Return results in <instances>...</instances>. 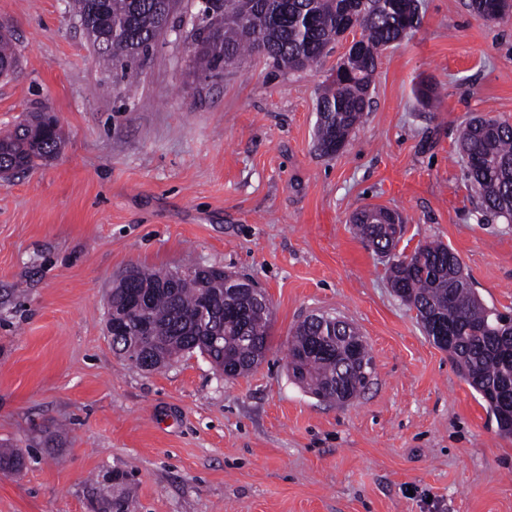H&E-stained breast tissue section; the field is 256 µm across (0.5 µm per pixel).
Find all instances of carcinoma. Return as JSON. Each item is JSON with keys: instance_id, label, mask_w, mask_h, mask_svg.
<instances>
[{"instance_id": "carcinoma-1", "label": "carcinoma", "mask_w": 512, "mask_h": 512, "mask_svg": "<svg viewBox=\"0 0 512 512\" xmlns=\"http://www.w3.org/2000/svg\"><path fill=\"white\" fill-rule=\"evenodd\" d=\"M182 0H68L79 18L97 60L109 70L144 67L162 37L166 21L177 24ZM481 18L512 9V0H468ZM206 18L192 27L190 48L195 64L212 72L233 64L245 53L266 57L274 66L299 70L318 63L352 23L361 28L356 42L338 62L339 80L324 89L318 101L317 148L334 155L345 145L369 102L381 50L422 25L418 0H206ZM19 64L9 32L0 31V76ZM48 113L30 112L0 134V170L31 171L60 154L65 136L60 124L47 123ZM460 157L477 205L487 213L512 217V123L474 118L461 131ZM355 233L387 257L393 292L416 310L422 328L432 319L455 330L447 348L460 376L485 402L503 433H512V413L500 411V400L512 399V329L509 317L486 307L478 298L458 254L432 241L407 255L388 254L391 240L402 237L403 223L392 212L364 208L356 212ZM230 274L214 269L200 277H167L162 271L133 269L112 289V303L144 315L152 334L163 338L156 371L183 355L198 352L223 372L237 377L250 371L255 357L269 349L271 308L258 290L232 288ZM319 326L303 319L288 343V375L311 394L336 400V384L346 369V347L330 340L327 350H311ZM152 357L151 345L137 336L112 339V348L132 360L130 351ZM364 369L350 377L348 387L363 391L374 373L369 351ZM26 466L22 450L0 452V471Z\"/></svg>"}]
</instances>
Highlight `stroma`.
Wrapping results in <instances>:
<instances>
[{
  "label": "stroma",
  "instance_id": "stroma-1",
  "mask_svg": "<svg viewBox=\"0 0 512 512\" xmlns=\"http://www.w3.org/2000/svg\"><path fill=\"white\" fill-rule=\"evenodd\" d=\"M420 0L422 26L383 50L370 108L336 156L315 148L317 99L359 31L284 72L252 55L212 75L186 37L143 69H101L67 0H0L20 64L0 78V131L57 116L59 156L0 178V512H512V435L356 237V210L401 214L398 248L440 240L483 303L512 316V223L484 216L458 138L512 122V21ZM136 95L125 98L126 83ZM436 87L420 103L421 83ZM254 279L272 307L248 374L200 353L146 372L116 354L107 297L140 266L188 262ZM326 312L365 337L375 372L349 405L288 376L291 330Z\"/></svg>",
  "mask_w": 512,
  "mask_h": 512
}]
</instances>
